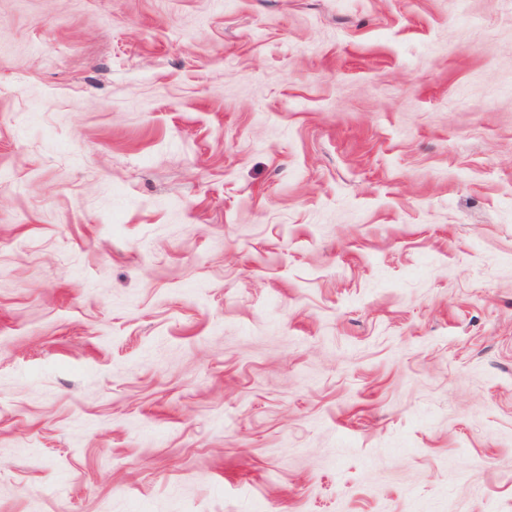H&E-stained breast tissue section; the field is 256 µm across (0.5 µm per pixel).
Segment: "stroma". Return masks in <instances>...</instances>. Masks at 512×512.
<instances>
[{
  "mask_svg": "<svg viewBox=\"0 0 512 512\" xmlns=\"http://www.w3.org/2000/svg\"><path fill=\"white\" fill-rule=\"evenodd\" d=\"M0 512H512V0H0Z\"/></svg>",
  "mask_w": 512,
  "mask_h": 512,
  "instance_id": "obj_1",
  "label": "stroma"
}]
</instances>
